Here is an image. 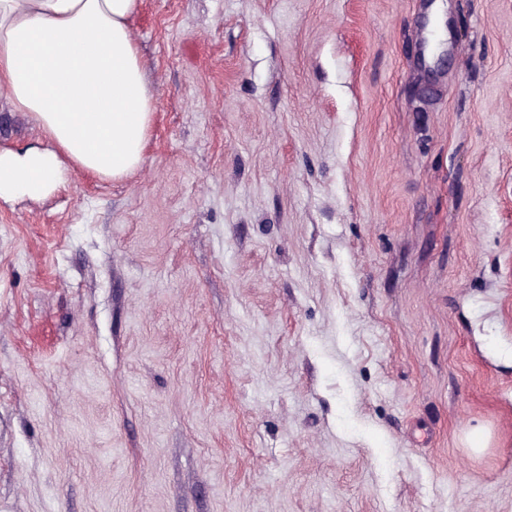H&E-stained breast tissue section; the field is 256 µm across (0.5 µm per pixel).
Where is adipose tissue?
I'll return each instance as SVG.
<instances>
[{"mask_svg":"<svg viewBox=\"0 0 512 512\" xmlns=\"http://www.w3.org/2000/svg\"><path fill=\"white\" fill-rule=\"evenodd\" d=\"M139 0H0V101L45 143L0 148V200H41L72 178L121 180L154 125L130 21Z\"/></svg>","mask_w":512,"mask_h":512,"instance_id":"1","label":"adipose tissue"}]
</instances>
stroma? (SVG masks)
Listing matches in <instances>:
<instances>
[{"mask_svg": "<svg viewBox=\"0 0 512 512\" xmlns=\"http://www.w3.org/2000/svg\"><path fill=\"white\" fill-rule=\"evenodd\" d=\"M132 30L142 167L0 203V512H512V0Z\"/></svg>", "mask_w": 512, "mask_h": 512, "instance_id": "obj_1", "label": "stroma"}]
</instances>
